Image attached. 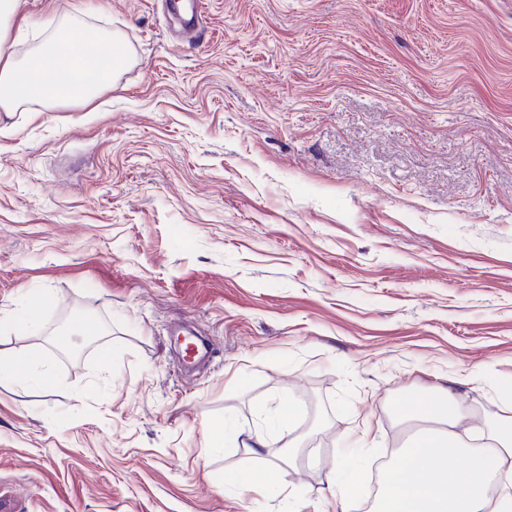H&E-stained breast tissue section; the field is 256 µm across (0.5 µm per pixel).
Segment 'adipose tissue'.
<instances>
[{
  "label": "adipose tissue",
  "instance_id": "adipose-tissue-1",
  "mask_svg": "<svg viewBox=\"0 0 512 512\" xmlns=\"http://www.w3.org/2000/svg\"><path fill=\"white\" fill-rule=\"evenodd\" d=\"M22 0H0V111L24 104L73 101L86 104L110 89L113 76L95 85L75 82L83 61L75 36L79 13L65 14L26 59L9 45L10 23ZM465 400L440 388L402 402L401 420L414 432L409 446L389 463L369 512H512V416L477 425ZM459 465H449V457ZM227 485L237 497L277 502L278 512H299L285 495L278 468L264 477L243 472Z\"/></svg>",
  "mask_w": 512,
  "mask_h": 512
}]
</instances>
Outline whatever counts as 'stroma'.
<instances>
[{
    "mask_svg": "<svg viewBox=\"0 0 512 512\" xmlns=\"http://www.w3.org/2000/svg\"><path fill=\"white\" fill-rule=\"evenodd\" d=\"M205 2L179 39L166 0H23L18 55L79 9L132 57L0 112V352L53 376L0 379V512H268L224 481L270 428L327 512L406 394L512 397V0Z\"/></svg>",
    "mask_w": 512,
    "mask_h": 512,
    "instance_id": "stroma-1",
    "label": "stroma"
}]
</instances>
